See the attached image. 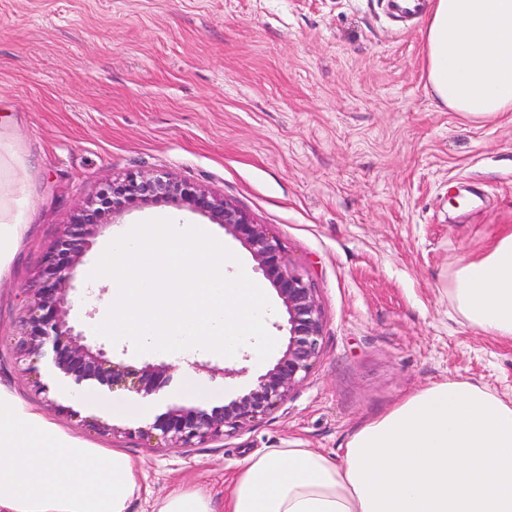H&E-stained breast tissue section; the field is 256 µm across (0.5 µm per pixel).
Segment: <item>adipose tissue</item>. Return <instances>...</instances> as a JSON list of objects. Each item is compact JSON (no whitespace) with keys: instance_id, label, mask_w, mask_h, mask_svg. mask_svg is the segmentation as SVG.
Masks as SVG:
<instances>
[{"instance_id":"obj_1","label":"adipose tissue","mask_w":512,"mask_h":512,"mask_svg":"<svg viewBox=\"0 0 512 512\" xmlns=\"http://www.w3.org/2000/svg\"><path fill=\"white\" fill-rule=\"evenodd\" d=\"M428 82L473 119L512 111V0H433ZM0 153V272L26 220ZM448 296L478 332L512 340V232L461 260ZM126 453L87 448L0 388V512H129ZM152 512H512V402L452 380L408 397L348 440L341 457L308 448L248 456L227 505L177 490Z\"/></svg>"}]
</instances>
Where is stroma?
Returning a JSON list of instances; mask_svg holds the SVG:
<instances>
[{
    "instance_id": "obj_1",
    "label": "stroma",
    "mask_w": 512,
    "mask_h": 512,
    "mask_svg": "<svg viewBox=\"0 0 512 512\" xmlns=\"http://www.w3.org/2000/svg\"><path fill=\"white\" fill-rule=\"evenodd\" d=\"M426 16L386 0H0V145L18 156L29 228L0 278V384L58 431L137 464L131 512L182 486L229 496L243 461L274 448L341 455L364 424L416 392L466 380L512 399V341L452 308L461 258L512 231V112L476 121L427 81ZM167 173L217 192L277 237L314 290L319 357L288 398L238 432L182 448L146 439L167 402L220 406L281 356L274 288L264 365L202 350L135 354L95 333L112 286L89 280L123 226L169 218L207 227L262 280L249 251L191 210L133 207L73 270L67 320L114 361L167 363L143 395L74 383L51 348L21 355L26 297L73 213L102 183Z\"/></svg>"
}]
</instances>
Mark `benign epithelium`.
Instances as JSON below:
<instances>
[{
  "label": "benign epithelium",
  "mask_w": 512,
  "mask_h": 512,
  "mask_svg": "<svg viewBox=\"0 0 512 512\" xmlns=\"http://www.w3.org/2000/svg\"><path fill=\"white\" fill-rule=\"evenodd\" d=\"M147 202H167L196 211L238 240L275 288L288 315V343L281 357L245 393L222 406L171 403L140 433L155 437L168 448L221 438L247 421L265 415L284 401L311 370L320 350L321 313L311 284L282 258L279 240L250 216L209 190L169 174H130L99 191L71 217L63 235L42 264L50 280L33 294L20 349L35 355L52 347L56 367L76 383L95 380L111 388L150 395L170 380L171 366L147 363L141 367L110 360L99 348L85 344L84 334L68 325L70 288L76 259L100 228L112 224L126 209Z\"/></svg>",
  "instance_id": "1"
}]
</instances>
